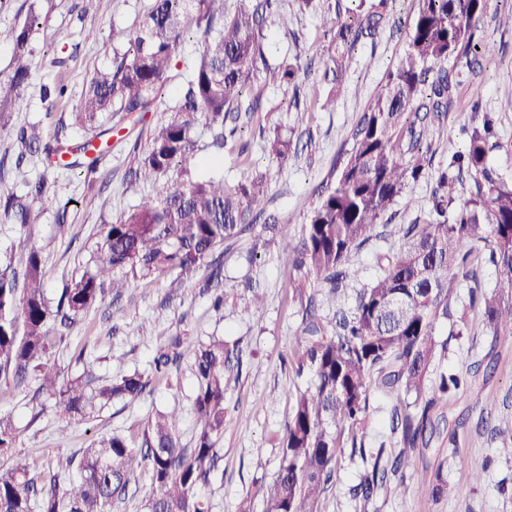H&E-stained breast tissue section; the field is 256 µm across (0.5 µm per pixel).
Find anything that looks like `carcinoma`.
<instances>
[{
    "mask_svg": "<svg viewBox=\"0 0 512 512\" xmlns=\"http://www.w3.org/2000/svg\"><path fill=\"white\" fill-rule=\"evenodd\" d=\"M487 5L488 0H416L404 55L349 132L352 146L334 181L318 192L300 235H288L272 216L264 219L265 230L281 234L283 253L297 276L291 288L304 303L296 373L312 374L311 383L297 390L280 438L276 478L265 492L269 512H317L344 449L345 428L363 423L373 392L392 403L389 443L368 448L365 439L352 436L351 454L366 465L353 494L366 507L394 479L400 495H407L405 473L413 455L436 433L432 411L464 384L458 374L436 366L448 358V343L435 339L438 324L451 317L450 302L460 283L477 281L484 254L499 287L512 293V179L489 163L496 131L487 112H474L465 149L452 155L438 175L428 219L400 227L402 245L376 255L370 283L356 287L357 274L350 269L352 256L376 235L392 206L402 198L412 205L406 189L427 174L415 154L422 133L410 116L423 108L424 117L441 120L456 90L445 64L495 52L494 43L478 35ZM271 6L272 0H253L228 16L224 0H152L135 33L112 29V44L126 49L115 53L112 68L90 79L73 112L78 125L102 127L114 112L140 121L172 78L185 35L200 33L205 41L199 59L186 67L177 101L165 108L167 119L138 156L134 176L143 186L138 203L100 226V242L82 275L53 303L45 296L38 250L29 249L19 268L10 260L0 262V381L19 388L34 373L40 389L59 397L73 416L114 399L135 401L146 392L150 380L138 371L92 390L81 376L62 382L50 362L51 350L105 292L120 295L128 276L169 272L190 278L208 265L217 248L263 215V175L245 165L229 184L222 177L201 178L197 171L220 157L226 134H234L226 124L239 111L251 69L263 58L265 14ZM386 9L387 0L360 13L342 10L341 0L323 8L326 72L334 81L349 69L359 41L385 25ZM39 19L33 2L27 22L12 36L11 73L0 78L1 130L7 129L11 112L27 106L23 90ZM301 70L299 59L286 58L265 68L264 81L290 84ZM65 94L63 84L44 88L45 111ZM36 129L33 124L14 131L25 151L69 155L62 167L96 170L97 159L86 165L80 161L91 142L74 148L58 138L56 145L43 146ZM266 149L280 164L296 155L288 135L278 130ZM51 169L47 166L46 174L27 184L25 195H8L4 217L16 224L37 222L33 203L49 196ZM465 179L470 185L466 198ZM311 274L323 283L320 298L307 289ZM348 293L352 305L339 304ZM325 302L336 305L331 325L318 314ZM480 305L493 333H512V299L483 294ZM186 356L195 379L197 429L191 445L182 444L180 417L173 410L148 421L138 447L113 434L79 457L58 458L48 479L24 466L1 467L0 512H111L141 469L151 473L147 512H210L199 490L215 472L224 393L238 380L240 350L220 338L194 343L174 336L156 350L152 370L167 375ZM14 442L12 419L0 415V455L9 454ZM73 468L78 479L61 484Z\"/></svg>",
    "mask_w": 512,
    "mask_h": 512,
    "instance_id": "1",
    "label": "carcinoma"
}]
</instances>
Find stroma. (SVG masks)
Masks as SVG:
<instances>
[{
	"instance_id": "35a3bbf8",
	"label": "stroma",
	"mask_w": 512,
	"mask_h": 512,
	"mask_svg": "<svg viewBox=\"0 0 512 512\" xmlns=\"http://www.w3.org/2000/svg\"><path fill=\"white\" fill-rule=\"evenodd\" d=\"M31 0H0V78L9 73L13 31L19 28ZM150 0H42L41 20L33 31L32 78L24 94L28 106L12 112L10 129L0 132V197L21 192L46 168L44 154L15 159L21 150L14 128L38 124L43 142L55 137L69 143L90 140L93 129L76 125L72 112L96 71L111 68L112 27L135 30ZM390 19L374 38L359 42L342 82L323 76L319 57L325 45L320 14L299 11L295 0H277L265 27L266 65L284 58H299L303 67L292 84H265L263 67L255 68L245 88L246 98L261 96L262 107L242 113L239 128L224 147L222 159L200 168L202 177L239 176V162L248 159L253 171L265 176V205L297 235L316 200V192L336 172L346 151V133L358 120L371 94L386 74L395 70L405 44V31L415 11L414 0H389ZM512 12V0H489L481 23L484 38L495 53L479 64L458 63L453 70L457 93L439 126L430 128L427 140L431 163L427 178L407 190L412 207L396 203L385 217L383 236L371 240L355 255L353 266L360 283L375 275L374 255L398 248L399 227L426 219L435 187V174L467 139L473 107L491 113L499 147L490 162L512 178V28L499 27L497 19ZM64 84L67 94L53 112L41 102L43 87ZM481 88L473 101V88ZM333 109H322L327 95ZM162 113H146L139 123L117 125L96 172L80 168L57 169L47 200L37 203V223L21 226L0 216V257L22 261L27 247L41 250L48 299L78 279L95 249L101 225L115 221L140 198L142 188L129 177L137 159L136 145L146 144ZM287 132L298 145V155L281 166L269 157L265 142L274 130ZM66 216L67 231L58 234L57 219ZM224 308L212 306L214 288L210 269L190 279L156 273L129 281L120 298L105 297L95 304L65 339L56 346L52 362L61 379L91 372L103 380L133 371L150 372L156 348L168 336L197 342L217 336L238 343L241 350L239 381L224 395V433L218 441V469L200 493L211 512H238L243 499H251L253 512H267L268 503L258 486L272 482L279 456L278 438L291 415L297 389L306 387L310 375L296 376L293 346L301 334L302 309L289 283L293 272L281 258L278 240L261 224L221 248ZM264 297L262 308L252 303L253 290ZM471 290L458 288L451 301L454 314H465L468 326L458 329L441 322L437 340L447 342L449 370L462 373L466 383L434 413L438 433L428 447L417 449L406 481L409 495L380 492L370 512H512V441L493 438V427L512 429V334L492 335L480 308L470 305ZM36 377L18 389L0 390V413L11 416L16 440L0 466L22 463L33 473L48 471L60 455H73L95 440L123 435L138 445L149 418L157 412L177 411L180 436L190 443L195 434L192 403L194 378L189 361L177 370L152 379L140 400H115L95 408L89 418L68 416L57 398L39 392ZM364 465L360 457L343 452L330 490L318 512H359L352 498ZM481 472L474 481L473 472ZM443 474L453 489L436 501L424 497L436 474Z\"/></svg>"
}]
</instances>
